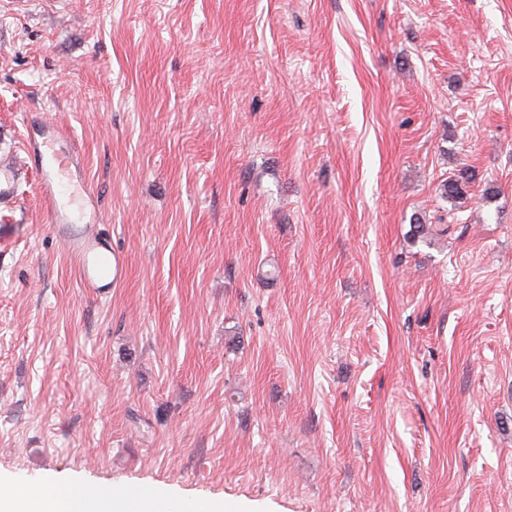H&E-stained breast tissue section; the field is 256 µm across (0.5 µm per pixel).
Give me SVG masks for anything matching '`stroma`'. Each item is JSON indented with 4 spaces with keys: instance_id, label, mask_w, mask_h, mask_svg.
Segmentation results:
<instances>
[{
    "instance_id": "35a3bbf8",
    "label": "stroma",
    "mask_w": 512,
    "mask_h": 512,
    "mask_svg": "<svg viewBox=\"0 0 512 512\" xmlns=\"http://www.w3.org/2000/svg\"><path fill=\"white\" fill-rule=\"evenodd\" d=\"M44 120L127 266L83 288L23 172L0 470L512 512V0H0V158Z\"/></svg>"
}]
</instances>
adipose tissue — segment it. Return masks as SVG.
<instances>
[{
    "instance_id": "obj_1",
    "label": "adipose tissue",
    "mask_w": 512,
    "mask_h": 512,
    "mask_svg": "<svg viewBox=\"0 0 512 512\" xmlns=\"http://www.w3.org/2000/svg\"><path fill=\"white\" fill-rule=\"evenodd\" d=\"M144 512H222L219 502L202 495L157 490L144 501ZM130 496L83 477H50L19 484L0 473V512H131Z\"/></svg>"
}]
</instances>
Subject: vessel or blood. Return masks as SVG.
<instances>
[{
	"mask_svg": "<svg viewBox=\"0 0 512 512\" xmlns=\"http://www.w3.org/2000/svg\"><path fill=\"white\" fill-rule=\"evenodd\" d=\"M56 128L42 126L38 136L27 139L25 153L38 175L37 192L55 224L66 250L75 258L80 281L93 295H108L121 279L124 257L113 250L109 239L91 231L76 232L71 227L70 212L61 189V179L54 164L44 159V149L52 141H64Z\"/></svg>",
	"mask_w": 512,
	"mask_h": 512,
	"instance_id": "b4317fda",
	"label": "vessel or blood"
}]
</instances>
